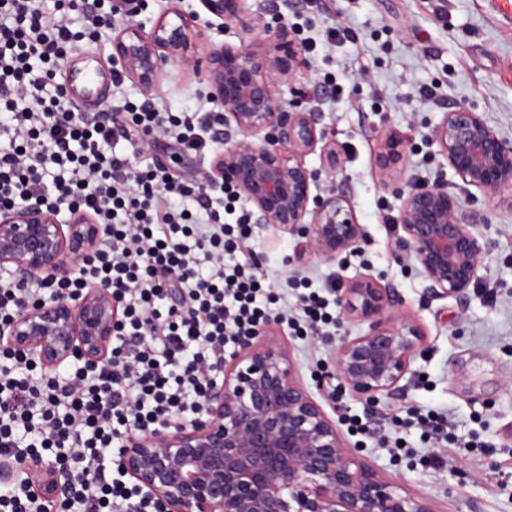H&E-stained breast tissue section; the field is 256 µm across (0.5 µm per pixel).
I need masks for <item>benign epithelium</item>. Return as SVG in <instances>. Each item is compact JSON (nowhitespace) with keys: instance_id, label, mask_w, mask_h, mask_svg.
<instances>
[{"instance_id":"obj_1","label":"benign epithelium","mask_w":512,"mask_h":512,"mask_svg":"<svg viewBox=\"0 0 512 512\" xmlns=\"http://www.w3.org/2000/svg\"><path fill=\"white\" fill-rule=\"evenodd\" d=\"M198 2L211 24L236 26L252 39L217 45L200 59L175 8L148 28L130 22L120 29L112 37V64L148 96L174 62L202 70L228 130L206 182L233 186L260 223L304 236L315 256L336 262L363 232L344 195L317 191L306 165L319 148L336 168V151L324 144L315 114L278 92L297 63L292 31L283 21L272 26L251 14L246 0ZM432 144L466 185L488 196L512 191V146L477 113L464 107L446 113ZM410 149L397 132L381 139L385 183L405 181ZM401 198L399 243L429 287L443 296H466L480 282L487 253L481 222L441 184L409 185ZM102 234L88 213L63 212L33 197L0 209V269L22 278L68 277ZM393 303V289L370 275L348 280L339 298L342 317L365 322L368 330L340 337L333 374L372 411L401 388L424 340L417 320L391 313ZM120 319L112 294L88 282L74 299L54 296L21 308L0 324V348L46 373L71 359L110 363ZM223 370L201 416L162 423L149 435L129 434L115 460L116 470L159 512H430L344 442L336 420L300 384L274 330L248 340ZM74 479L73 470L52 461L0 456V488L29 492L45 512H55Z\"/></svg>"}]
</instances>
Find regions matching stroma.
<instances>
[{
    "label": "stroma",
    "instance_id": "1",
    "mask_svg": "<svg viewBox=\"0 0 512 512\" xmlns=\"http://www.w3.org/2000/svg\"><path fill=\"white\" fill-rule=\"evenodd\" d=\"M318 15L300 0H281L279 9L294 35L319 41V56L301 53L290 81L278 87L288 101L308 94L335 149L336 167L322 152L306 158L321 190L347 197L364 231L362 257L343 256L325 263L305 253L300 239L274 229L254 228L248 243L273 278H308L321 285L328 273L340 282L370 274L384 277L397 291L398 313L412 316L426 338L411 362L402 391L372 412L339 380L322 382L333 358L324 336H301L284 324L276 330L298 368L299 381L336 419L356 415L373 426L371 436L344 431L368 463L431 512H512V204L487 199L466 185L429 143L445 112L464 106L477 112L504 141L512 144V0H444L436 15L434 0H322ZM180 5L198 36L200 52L221 43H239L238 28L210 29L198 0H148L141 14L148 23ZM350 22L357 37L333 47L322 45L331 19ZM335 74L330 87L326 74ZM431 87L434 100L418 95ZM168 111H200L211 97L189 69L171 68L156 93ZM399 131L411 136L406 179L446 184L465 210L484 218L490 250L482 280L467 296H434L398 236L385 220L397 213L399 198L382 186L378 144ZM211 153L176 154L174 142L158 137L145 146L143 163L163 161L170 170L197 174ZM449 414L454 448H436L417 428H403L410 411ZM398 438L399 450H382L384 436Z\"/></svg>",
    "mask_w": 512,
    "mask_h": 512
}]
</instances>
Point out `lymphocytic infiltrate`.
Masks as SVG:
<instances>
[{
    "instance_id": "1",
    "label": "lymphocytic infiltrate",
    "mask_w": 512,
    "mask_h": 512,
    "mask_svg": "<svg viewBox=\"0 0 512 512\" xmlns=\"http://www.w3.org/2000/svg\"><path fill=\"white\" fill-rule=\"evenodd\" d=\"M123 12L124 0H0V135L13 144L0 152V207L36 194L104 228L78 277L37 286L1 278L0 323L22 303L73 296L86 282L110 290L123 312L108 364L37 378L30 361L0 350V454L50 451L80 468L66 490L73 512H155L104 468L123 436L201 414L227 351L268 320L301 335L336 325L335 275L307 292L271 284L244 249L251 218L231 188L218 194L199 176L138 162L158 136L182 152L205 151L224 129L223 113L177 116L143 97L87 116L70 100L63 63L81 39L109 40ZM119 135L130 151L115 150ZM187 198L194 209L177 208Z\"/></svg>"
}]
</instances>
